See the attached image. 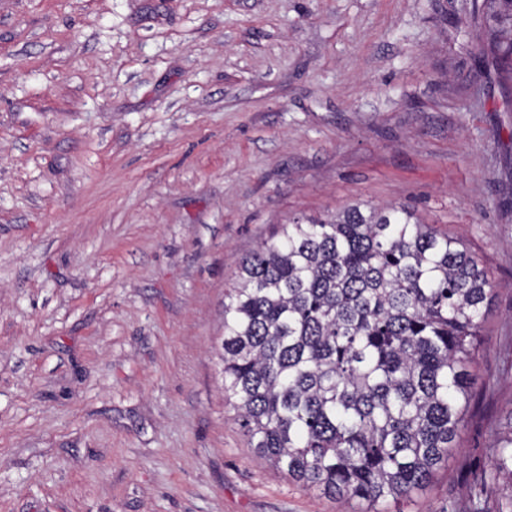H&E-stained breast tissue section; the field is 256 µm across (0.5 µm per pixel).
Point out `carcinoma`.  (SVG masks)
<instances>
[{
  "label": "carcinoma",
  "instance_id": "obj_1",
  "mask_svg": "<svg viewBox=\"0 0 512 512\" xmlns=\"http://www.w3.org/2000/svg\"><path fill=\"white\" fill-rule=\"evenodd\" d=\"M477 75L512 111V0H470ZM215 352L255 451L309 489L370 504L424 489L460 447L493 292L456 239L404 206L294 216L246 255ZM486 480L512 512V430Z\"/></svg>",
  "mask_w": 512,
  "mask_h": 512
}]
</instances>
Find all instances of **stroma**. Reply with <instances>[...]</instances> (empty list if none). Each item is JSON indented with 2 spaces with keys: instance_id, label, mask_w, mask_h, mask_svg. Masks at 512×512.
Wrapping results in <instances>:
<instances>
[{
  "instance_id": "35a3bbf8",
  "label": "stroma",
  "mask_w": 512,
  "mask_h": 512,
  "mask_svg": "<svg viewBox=\"0 0 512 512\" xmlns=\"http://www.w3.org/2000/svg\"><path fill=\"white\" fill-rule=\"evenodd\" d=\"M463 0H0V512H359L275 470L213 345L294 214L400 203L495 289L461 449L386 512H500L512 112Z\"/></svg>"
}]
</instances>
